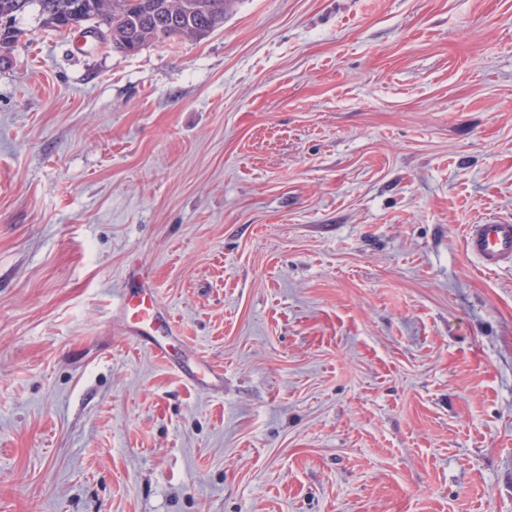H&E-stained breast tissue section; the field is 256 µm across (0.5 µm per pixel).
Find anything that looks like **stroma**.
<instances>
[{
	"instance_id": "35a3bbf8",
	"label": "stroma",
	"mask_w": 512,
	"mask_h": 512,
	"mask_svg": "<svg viewBox=\"0 0 512 512\" xmlns=\"http://www.w3.org/2000/svg\"><path fill=\"white\" fill-rule=\"evenodd\" d=\"M20 27L0 512H512V263L464 249L512 223V0H235L132 55ZM157 304L155 294L150 292L135 298L128 306L137 324L149 326L158 320Z\"/></svg>"
}]
</instances>
